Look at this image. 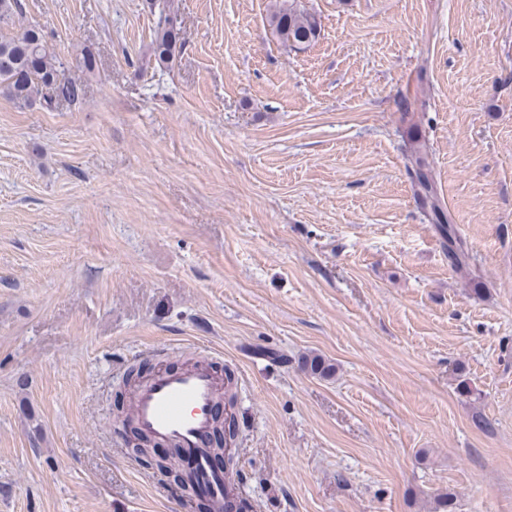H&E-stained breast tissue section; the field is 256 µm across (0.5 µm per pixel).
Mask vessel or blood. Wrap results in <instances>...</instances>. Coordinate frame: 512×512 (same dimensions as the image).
<instances>
[{"mask_svg": "<svg viewBox=\"0 0 512 512\" xmlns=\"http://www.w3.org/2000/svg\"><path fill=\"white\" fill-rule=\"evenodd\" d=\"M217 353L206 350L178 369H160L129 389L135 425L154 440L182 449L216 505L224 503L226 474L212 471L208 437L214 409L224 398V371Z\"/></svg>", "mask_w": 512, "mask_h": 512, "instance_id": "1", "label": "vessel or blood"}]
</instances>
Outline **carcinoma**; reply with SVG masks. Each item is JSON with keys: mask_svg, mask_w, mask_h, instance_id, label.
Segmentation results:
<instances>
[{"mask_svg": "<svg viewBox=\"0 0 512 512\" xmlns=\"http://www.w3.org/2000/svg\"><path fill=\"white\" fill-rule=\"evenodd\" d=\"M22 12L20 0H0V30L15 26V18ZM268 24L272 35L286 48L302 51L319 36L318 22L314 15L301 10L295 0H275ZM181 49L179 29L169 14L162 12L154 30L151 61L158 67L172 63L176 52ZM62 62L48 46L42 31L35 26L20 27L9 36L0 34V90L21 106H29L39 100L52 106L58 98L75 101L81 96L77 86L66 82L61 73ZM407 124L411 158L416 168L417 179L424 191H429V140L421 127L413 120L411 113L403 114ZM432 219L448 247V257L453 264L465 266L468 256L454 237L455 228L448 224V216L435 201L430 202ZM303 368L312 375L325 377L333 367L316 354L304 359ZM224 445L213 444V452L224 453L226 465H233V458L227 452L237 439L239 424L236 413V394L224 391Z\"/></svg>", "mask_w": 512, "mask_h": 512, "instance_id": "carcinoma-1", "label": "carcinoma"}]
</instances>
